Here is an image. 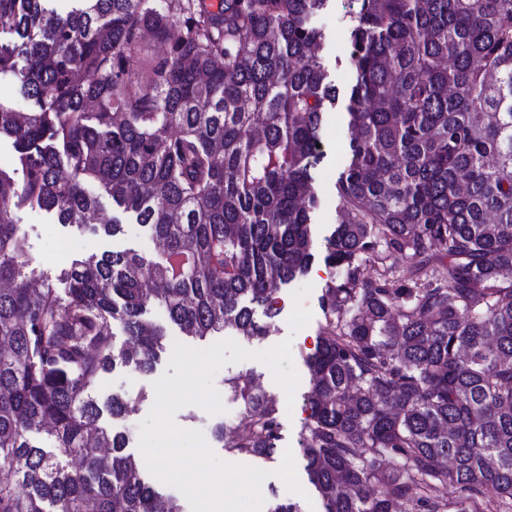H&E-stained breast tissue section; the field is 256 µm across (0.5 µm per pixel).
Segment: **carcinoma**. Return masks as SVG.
I'll return each instance as SVG.
<instances>
[{"label": "carcinoma", "mask_w": 512, "mask_h": 512, "mask_svg": "<svg viewBox=\"0 0 512 512\" xmlns=\"http://www.w3.org/2000/svg\"><path fill=\"white\" fill-rule=\"evenodd\" d=\"M53 2L0 0V79L38 107L0 100L17 152L0 168V465L14 474L0 512H157L124 433L103 424L136 398L102 404L92 385L153 370L167 333L149 309L200 341L266 336L275 295L308 271L312 169L338 102L316 25L331 0ZM356 2L324 256L343 275L322 291L306 359L308 478L325 512H509L512 0ZM88 183L161 251L72 260L64 303L28 269L14 214L122 233L97 223ZM227 386L244 416L216 439L273 458L276 399L247 376Z\"/></svg>", "instance_id": "1"}]
</instances>
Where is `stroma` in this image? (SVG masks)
<instances>
[{
    "label": "stroma",
    "instance_id": "35a3bbf8",
    "mask_svg": "<svg viewBox=\"0 0 512 512\" xmlns=\"http://www.w3.org/2000/svg\"><path fill=\"white\" fill-rule=\"evenodd\" d=\"M355 0H334L332 10L321 16L319 24L326 35L324 64L329 73V81L339 97H346L354 83V73L348 64L351 52L349 36V14L356 10ZM349 131L342 114L331 111L324 115L321 125V143L324 157L317 166L314 187L319 198L316 212L315 259L308 274L285 288L280 294L282 311L274 321L270 335L254 338L238 337V344L252 351V358L223 366L214 377L223 412L212 414L197 405H188L174 415L175 424L183 429L198 430L204 435L210 451L222 462H230V455L222 448L213 435L216 424L232 426L241 417V407L228 391L226 378L239 374L258 378L265 391L273 394L279 407L282 438L280 451L273 460L256 461V468L265 470L263 499L260 512H271L276 498L296 502L301 512H323L322 502L309 484L303 457V434L309 414L308 395L311 387L310 372L305 364L307 354L314 352L323 319L319 298L327 281L339 276L340 271L325 265L322 258L324 239L336 224L335 183L346 164V145ZM101 216L108 223L123 225L124 231L114 237H104L87 229L66 227L58 223L53 214L39 210H23L17 213V227L27 242V259L43 279L57 291L60 298H67L68 288L61 280L62 270L71 261L90 253L122 251L133 249L152 257L155 244L142 227L135 224L128 213L112 203L109 197L100 199ZM67 240L70 248L66 253H57L58 240ZM289 342L293 366L299 383L293 394H286L277 382L271 367L258 360V353L270 350L282 342ZM170 356L162 354L159 363L149 373H137L117 369L104 374L94 385L95 392L102 397L114 393H131L137 401L129 415L111 419L112 428L124 431L128 438V451L140 455V424L152 409L156 394L154 383L168 370ZM291 450L301 493L288 490L285 482L277 474L282 466L284 450Z\"/></svg>",
    "mask_w": 512,
    "mask_h": 512
}]
</instances>
